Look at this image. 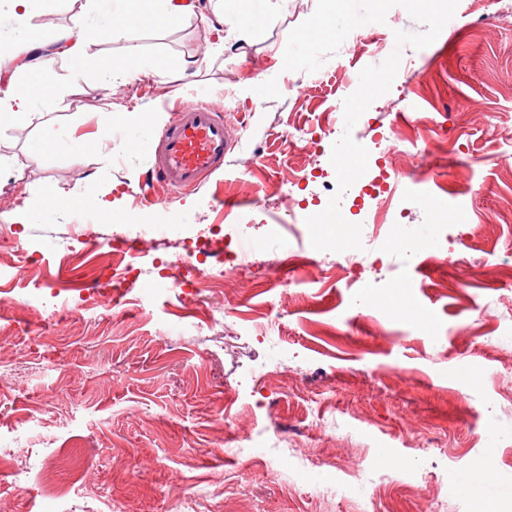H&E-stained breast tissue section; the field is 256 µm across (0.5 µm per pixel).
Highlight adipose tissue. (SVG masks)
I'll return each mask as SVG.
<instances>
[{"label":"adipose tissue","mask_w":512,"mask_h":512,"mask_svg":"<svg viewBox=\"0 0 512 512\" xmlns=\"http://www.w3.org/2000/svg\"><path fill=\"white\" fill-rule=\"evenodd\" d=\"M87 11L78 15L73 26L52 37L35 36L27 19L37 0H5L0 8V21L11 33L6 49L13 59H22V68L28 76L45 80L49 76L48 60L53 55L80 56L85 44L96 40L105 31L122 34L141 24L143 15L163 19H177L194 12L190 0H88ZM215 19L224 28V46L248 42L255 25V14L244 0H225L224 8ZM48 101L35 89L10 86L0 92V126L12 125L41 115ZM158 122L155 114L139 112L127 115L124 121L110 128L107 138L80 136L75 129L46 121L41 125V139L61 151L105 153L107 139H120L127 144L142 140Z\"/></svg>","instance_id":"ef3b65f1"}]
</instances>
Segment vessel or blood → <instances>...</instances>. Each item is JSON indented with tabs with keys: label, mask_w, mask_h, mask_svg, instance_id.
<instances>
[{
	"label": "vessel or blood",
	"mask_w": 512,
	"mask_h": 512,
	"mask_svg": "<svg viewBox=\"0 0 512 512\" xmlns=\"http://www.w3.org/2000/svg\"><path fill=\"white\" fill-rule=\"evenodd\" d=\"M149 173L168 189L188 194L197 190L237 143L221 107L210 102L187 103L174 121L153 135Z\"/></svg>",
	"instance_id": "obj_1"
}]
</instances>
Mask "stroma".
Listing matches in <instances>:
<instances>
[{
	"label": "stroma",
	"mask_w": 512,
	"mask_h": 512,
	"mask_svg": "<svg viewBox=\"0 0 512 512\" xmlns=\"http://www.w3.org/2000/svg\"><path fill=\"white\" fill-rule=\"evenodd\" d=\"M489 0H459L456 17L430 46L414 51L397 91L384 94L355 125L354 140H378L394 126L405 139L403 169L422 171L427 204H412L403 228L428 225L433 249L410 265L379 256L361 275L333 268L335 252L312 248L305 211L311 192L335 170L326 150L311 167L304 132L328 128L373 46L339 49L317 72H286L274 49L308 18L316 0H287L261 14L249 44L208 51L198 16L146 19L125 36L103 34L84 62L52 60L46 84L50 117L95 135L128 112L170 123L177 101L207 95L225 101L238 144L224 170L196 192L147 186L153 144L112 143L102 157L45 146L40 122L0 127V444L22 441L32 455L0 466V512H29L36 478L69 496L75 512H512L511 500L464 492L473 466L512 477V15H488ZM86 0H39L28 24L72 27ZM140 45L148 72L109 89L95 67H120L129 43ZM199 68L181 71L189 55ZM274 70L272 83L257 76ZM307 88L298 100L295 87ZM70 206L96 209L95 230L108 238L125 226L163 224L183 246L197 224L232 237L245 216L293 227L279 274L243 279L232 317L241 342L233 355L210 327L221 293L189 300L161 283L166 249L135 257L139 285L123 290L111 258L76 245L68 260L53 251L68 238V218L27 224L24 205L44 190ZM460 200L459 221L433 224L428 204ZM454 250L455 267L439 250ZM316 268L314 280L283 291L284 276ZM112 279V309L84 310L71 275ZM60 288L59 314L23 311L16 302L36 283ZM287 364L305 390L279 394L260 409L254 376ZM288 428V445L315 453L302 475L283 470L268 449L240 448L224 412ZM417 414L438 446L403 438L400 418ZM355 453L401 463L419 458L424 493L404 490L401 474L366 469L369 493L334 495L346 482L342 457ZM188 478L170 484L173 469Z\"/></svg>",
	"instance_id": "1"
}]
</instances>
